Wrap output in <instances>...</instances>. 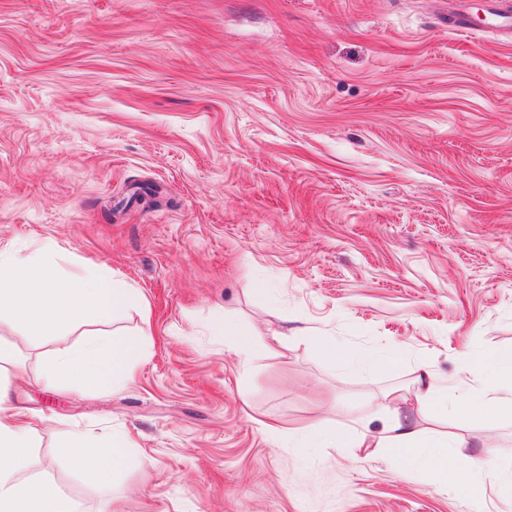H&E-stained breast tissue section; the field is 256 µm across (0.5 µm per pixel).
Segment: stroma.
Masks as SVG:
<instances>
[{"instance_id": "obj_1", "label": "stroma", "mask_w": 512, "mask_h": 512, "mask_svg": "<svg viewBox=\"0 0 512 512\" xmlns=\"http://www.w3.org/2000/svg\"><path fill=\"white\" fill-rule=\"evenodd\" d=\"M465 2L469 34L448 0H0V245L144 297L60 337L0 315L28 474L75 512H512V419L461 431L413 397L416 368L512 347V37ZM98 330L144 334L132 383L44 388L46 355ZM314 336L399 355L352 370ZM390 391L480 495L383 448L294 447L360 438ZM78 428L132 438L110 482L62 448ZM217 332L231 341L246 358L257 349V341L251 334L244 333L231 321L222 320L215 325Z\"/></svg>"}]
</instances>
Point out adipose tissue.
Here are the masks:
<instances>
[{
  "label": "adipose tissue",
  "mask_w": 512,
  "mask_h": 512,
  "mask_svg": "<svg viewBox=\"0 0 512 512\" xmlns=\"http://www.w3.org/2000/svg\"><path fill=\"white\" fill-rule=\"evenodd\" d=\"M141 303L137 289L111 278L80 279L65 285L53 263L0 249V310H6L13 322L42 335H61L64 329L90 317L107 321L115 311ZM315 344L323 356L357 369L386 367L393 361L392 356L358 350L333 336L319 337ZM141 352L140 336L91 334L79 345L51 353L44 384L60 390L108 389L130 380ZM475 371L484 377L483 385L472 383L470 375ZM415 382L420 406L452 411L459 426H468L476 418H512V348L471 355L452 380L425 370ZM33 437V427L7 404L0 391V512H72L54 483L23 480L21 473ZM370 445L395 450L411 471L442 460L449 448L446 439L416 429L395 405L389 406L382 429ZM129 446L121 435L100 438L76 430L68 438L73 465L94 470L104 481L115 473Z\"/></svg>",
  "instance_id": "obj_1"
}]
</instances>
